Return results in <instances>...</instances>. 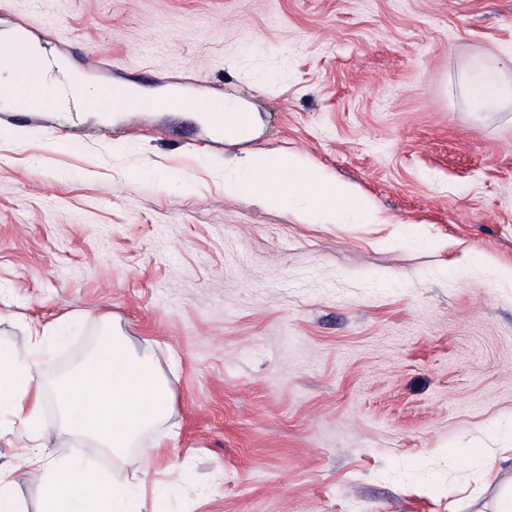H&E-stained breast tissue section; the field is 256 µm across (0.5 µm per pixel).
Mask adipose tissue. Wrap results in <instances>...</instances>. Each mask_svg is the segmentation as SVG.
<instances>
[{"label":"adipose tissue","mask_w":512,"mask_h":512,"mask_svg":"<svg viewBox=\"0 0 512 512\" xmlns=\"http://www.w3.org/2000/svg\"><path fill=\"white\" fill-rule=\"evenodd\" d=\"M10 44L23 51L27 63L26 84L16 104L28 109L55 102L47 91L46 63L39 50L19 35ZM461 78L477 110L512 102V84L467 72ZM197 109L225 136L243 139L250 133L252 114L233 99L211 98ZM235 170L232 193L276 210L304 204L307 223L372 224L377 219L370 201L353 185L325 175L297 154L251 153L236 162ZM48 335L46 328L35 326L27 342L0 350V411L12 415L31 448L25 467L30 481L43 491L39 512H142L146 483L131 481L129 475L143 472L144 461L130 449L145 431L169 417L173 399L167 381L149 354L115 331L101 337L75 372L46 388L38 360ZM49 397L61 411L64 429L90 437L100 454L114 462L113 470L102 472L71 457L45 462L50 433L39 415Z\"/></svg>","instance_id":"ef3b65f1"}]
</instances>
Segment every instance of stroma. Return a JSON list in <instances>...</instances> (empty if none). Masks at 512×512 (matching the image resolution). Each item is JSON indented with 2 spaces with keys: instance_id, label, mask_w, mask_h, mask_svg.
<instances>
[{
  "instance_id": "35a3bbf8",
  "label": "stroma",
  "mask_w": 512,
  "mask_h": 512,
  "mask_svg": "<svg viewBox=\"0 0 512 512\" xmlns=\"http://www.w3.org/2000/svg\"><path fill=\"white\" fill-rule=\"evenodd\" d=\"M16 33L61 102L0 97V347L56 324L49 385L108 319L152 356L174 404L138 442L145 512H492L512 479V282L490 269L512 266V108L474 111L458 75L512 81V0H0V44ZM75 71L229 97L255 125L92 112ZM273 149L378 223L225 191V161ZM41 421L49 458L107 466L55 402ZM22 454L0 416V467L38 512Z\"/></svg>"
}]
</instances>
